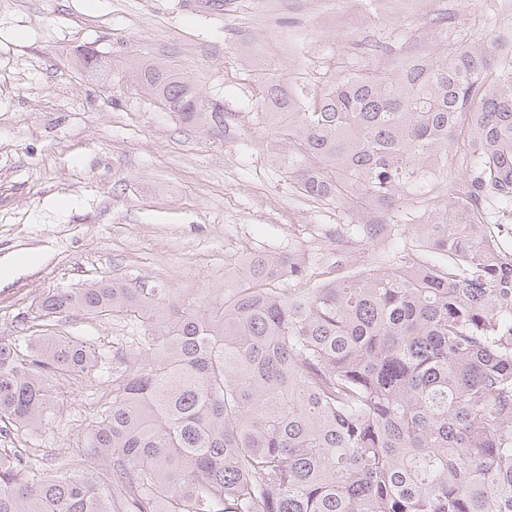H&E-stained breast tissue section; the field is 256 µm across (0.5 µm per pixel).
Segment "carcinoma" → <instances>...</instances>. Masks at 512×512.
Returning a JSON list of instances; mask_svg holds the SVG:
<instances>
[{
    "label": "carcinoma",
    "instance_id": "1",
    "mask_svg": "<svg viewBox=\"0 0 512 512\" xmlns=\"http://www.w3.org/2000/svg\"><path fill=\"white\" fill-rule=\"evenodd\" d=\"M75 64L106 67L91 49ZM133 79L187 126L224 128L167 63ZM260 108L299 194L354 220L336 236L388 257L396 203L433 201L421 224L401 216L428 258L355 272L345 255L254 253L194 312L119 278L44 297L35 326L123 317L148 335L114 355L84 438L96 472L72 477L60 455L31 485L10 448L0 512H512V27L465 42L443 27L427 53L308 102L267 81ZM28 340L0 336V435L42 429L60 381L98 364L86 339Z\"/></svg>",
    "mask_w": 512,
    "mask_h": 512
}]
</instances>
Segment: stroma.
Segmentation results:
<instances>
[{
    "mask_svg": "<svg viewBox=\"0 0 512 512\" xmlns=\"http://www.w3.org/2000/svg\"><path fill=\"white\" fill-rule=\"evenodd\" d=\"M493 15L512 26L500 0H0V336H26L48 293L112 277L168 288L192 311L255 252L300 246L373 266L369 244L337 240L348 216L304 200L273 161L259 78L310 96L427 51L440 18L468 41ZM84 49L111 61L109 75L76 68ZM149 59L190 78L203 105L219 103L223 129L185 126L133 82ZM61 329L101 359L90 381L64 385L42 432L6 440L33 450L29 483L54 475L60 450L79 451L108 398L113 346L145 332L80 315Z\"/></svg>",
    "mask_w": 512,
    "mask_h": 512,
    "instance_id": "obj_1",
    "label": "stroma"
}]
</instances>
